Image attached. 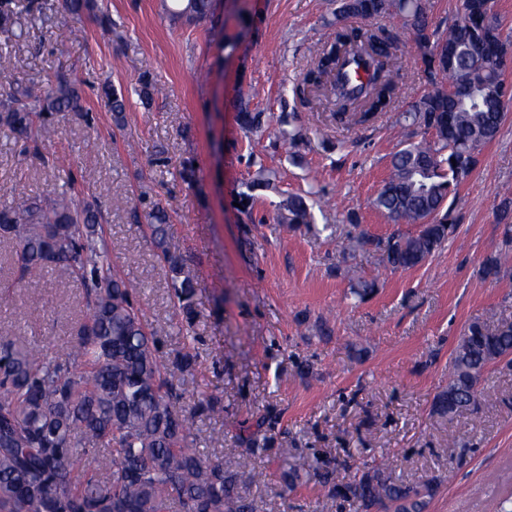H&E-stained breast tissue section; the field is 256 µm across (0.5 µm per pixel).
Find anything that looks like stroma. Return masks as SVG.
Masks as SVG:
<instances>
[{
	"label": "stroma",
	"instance_id": "obj_1",
	"mask_svg": "<svg viewBox=\"0 0 512 512\" xmlns=\"http://www.w3.org/2000/svg\"><path fill=\"white\" fill-rule=\"evenodd\" d=\"M112 17L104 31L53 0L45 21L20 36L0 34V92L66 73L81 82L91 114L60 117L53 138L27 142L0 126V205L66 190L101 212L98 232L118 275L130 281L158 355L173 361L185 335L198 358L172 383L184 408L202 401L195 446L235 475L254 512H358L336 485L385 468L407 482L439 478L428 512H493L512 493V361L486 370L478 408L453 421L431 413L448 364L475 321H512V268L484 276L487 258L511 246L496 206L512 188V104L478 168L448 203L458 218L444 248L422 264L391 270L380 251L348 255L347 239L414 234L374 211L402 130L394 116L355 131L330 113L295 106L290 88L327 37L336 0H212L202 21L171 16L172 0H97ZM162 87L143 103L142 78ZM126 100L115 122L104 96ZM263 113L248 135L240 102ZM303 128L300 160L277 143L282 119ZM28 150L19 169L14 156ZM196 165L191 183L176 170ZM273 188L253 187L258 167ZM307 196L314 221H274L286 195ZM168 215L167 247L196 282L197 318L186 326L168 269L142 217ZM357 222H350L349 214ZM12 243L0 241V335L47 348L70 345L84 317L85 290L63 271L20 279ZM375 282L365 301L350 288ZM313 469L295 485L298 459Z\"/></svg>",
	"mask_w": 512,
	"mask_h": 512
}]
</instances>
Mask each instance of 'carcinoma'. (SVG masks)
<instances>
[{
  "instance_id": "cac0c4a2",
  "label": "carcinoma",
  "mask_w": 512,
  "mask_h": 512,
  "mask_svg": "<svg viewBox=\"0 0 512 512\" xmlns=\"http://www.w3.org/2000/svg\"><path fill=\"white\" fill-rule=\"evenodd\" d=\"M48 0H0V32L16 35L21 18L45 14ZM68 11L95 16L112 31V18L96 0H66ZM481 0H462L458 21L435 25L432 0H339L337 17L360 22L344 25L311 51L309 67L291 88L305 107L313 90L352 106L353 125L363 126L396 108L408 89L406 44L369 20L397 17L416 49L423 94L399 113L406 140L390 156V169L371 205L394 224H424L415 235L397 234L382 242L366 233L348 239L353 254L372 246L383 250L386 265L409 269L445 247L456 226L445 207L463 176L473 173L483 148L501 129L512 97L504 72L482 66L471 53L474 41L484 55L497 58L512 49L503 36L498 12L479 11ZM211 0H187L170 9L174 17L205 19ZM353 43L384 59L382 79L355 91L336 84L340 54ZM83 118L81 89L69 75L20 86L0 97V121L21 139L47 138L57 132L56 115ZM240 126L264 130L263 114L245 104ZM291 160L300 157L304 135L281 132ZM145 219L153 242L164 247L167 219L155 208ZM311 208L302 195L283 199L279 224H309ZM98 212L67 192L14 200L0 208V238L17 240L20 277L31 278L63 267L87 290L88 318L76 330L74 345L39 349L0 336V512H252L236 491V478L200 454L195 441L197 410L177 406L172 369L185 370L197 358L195 337L187 336L176 362L160 359L147 331L132 286L112 273V263L96 224ZM173 297L187 324L195 318V284L181 259L164 255ZM512 256L489 258L483 273L497 277ZM512 355V322L494 327L470 324L460 336L449 364L448 385L434 399L433 415L453 420L475 407L488 366ZM102 459L104 472L79 475L88 456ZM438 484H412L376 468L336 494L353 497L363 512H426Z\"/></svg>"
}]
</instances>
